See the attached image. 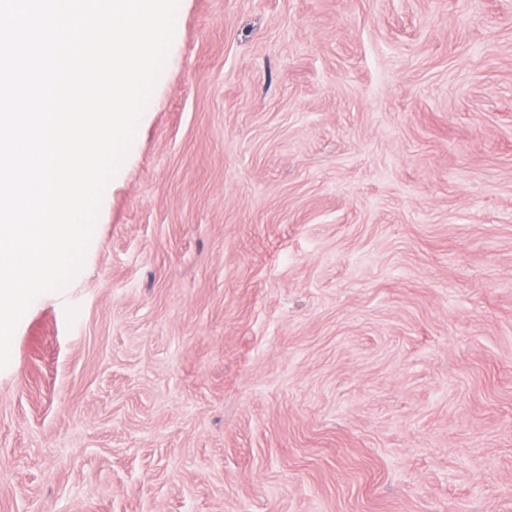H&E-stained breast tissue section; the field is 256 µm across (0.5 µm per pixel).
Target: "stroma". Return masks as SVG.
Listing matches in <instances>:
<instances>
[{
  "mask_svg": "<svg viewBox=\"0 0 512 512\" xmlns=\"http://www.w3.org/2000/svg\"><path fill=\"white\" fill-rule=\"evenodd\" d=\"M0 512H512V0H180Z\"/></svg>",
  "mask_w": 512,
  "mask_h": 512,
  "instance_id": "35a3bbf8",
  "label": "stroma"
}]
</instances>
